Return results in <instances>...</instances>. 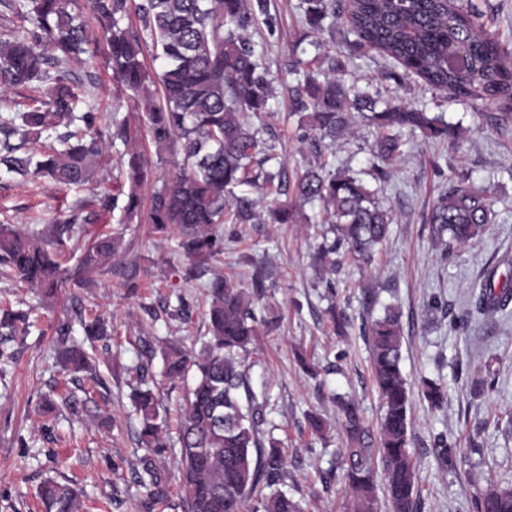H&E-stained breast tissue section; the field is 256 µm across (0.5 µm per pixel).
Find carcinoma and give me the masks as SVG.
<instances>
[{"label":"carcinoma","mask_w":512,"mask_h":512,"mask_svg":"<svg viewBox=\"0 0 512 512\" xmlns=\"http://www.w3.org/2000/svg\"><path fill=\"white\" fill-rule=\"evenodd\" d=\"M76 2L22 0L29 27L0 37V93L32 88L41 94L37 106L0 115V166L63 187L87 186L107 145L119 140L126 146L122 166L129 185L124 211L133 218L141 212L138 190L147 180L142 132L158 152L182 155L175 173L152 194L146 215L153 235L177 239L188 260L183 278L205 279L209 336L203 347L196 353L174 342L160 346L166 379L174 382L195 370L178 434L180 507L182 512H301L293 497L277 489L287 478L285 451L281 441L259 436L263 406L256 404L247 374L246 359L258 336L254 310L267 295L266 276L259 270L250 287L240 288L213 269L224 253L219 226L294 224L305 204L320 202L326 228L316 259L331 288V276L345 263L371 265L388 239L392 209L360 173L331 169L324 159L297 174L291 190L282 169L265 168L278 157L252 119L268 112L276 87L265 62V45L253 40L252 30L261 17L273 30L267 0H142L136 25L126 23L129 0H82L74 13L71 6ZM301 8L310 31L352 33L356 40L349 44L351 51L376 46L402 67L404 76L414 75L434 90L512 104V54L480 33V13L472 0H457L448 26L439 0H406L402 5L394 0H355L347 6L338 0H301ZM93 22L102 29L113 78L142 104L133 125L114 118L105 126L93 109L75 111L79 95L68 66L89 53ZM149 47L163 60L155 75L145 64ZM288 74L294 80L292 110L305 128L303 142L319 156L324 141L334 144L352 134L357 113L367 115L374 125L369 151L382 163L405 154V129L460 144V130L441 116L382 100L349 84L341 51H325L310 60L294 56ZM152 83L162 89L159 100L150 93ZM44 137L57 138L62 148L17 155ZM256 189L268 194L290 190L292 200L265 209ZM492 219L487 187L450 178L424 223L430 226L434 246L448 256L455 247L482 238ZM72 232L69 221L30 231L0 224V269L46 300L54 299L68 281L86 287V274L116 261L120 242L110 234L98 236L71 271L61 266L58 256ZM470 296L471 309L451 319L452 328L463 326L475 313L485 318L509 315L512 284L496 283L491 271L471 284ZM28 327L27 313L0 308V337L24 335ZM82 328L90 339L108 336L107 324L99 317L82 322ZM364 333L383 414L374 434L355 400L338 402L344 436L340 456L350 494L347 512H378L379 479L387 512H422L410 452L412 392L401 369L400 314L387 308ZM56 361L68 375L95 370L94 360L75 342L61 341ZM148 375L149 364L140 365V386L131 395L139 439L147 448L136 471L146 489L141 512H153L155 505L170 498L169 479L155 459L169 447V439L160 395L147 385ZM420 392L432 410L447 407L448 390L441 380L421 378ZM307 424L317 439H325L331 429L319 413L310 414ZM430 454L438 466L454 468L465 450L440 431L432 436ZM374 459L382 471L372 466ZM38 495L41 512H80L81 494L69 483L47 479ZM471 512H512V486L489 485L475 497Z\"/></svg>","instance_id":"cac0c4a2"}]
</instances>
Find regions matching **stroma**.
Instances as JSON below:
<instances>
[{
    "mask_svg": "<svg viewBox=\"0 0 512 512\" xmlns=\"http://www.w3.org/2000/svg\"><path fill=\"white\" fill-rule=\"evenodd\" d=\"M482 13L483 34L512 51V0H474ZM300 0H268L275 30L258 26L254 41L268 44L267 61L273 75H283L288 55L303 59L316 54L314 40L335 50L328 35L314 36L302 21ZM90 60L71 64L81 92L80 108L104 117H126L137 107L128 91L112 77L105 39L94 31ZM397 63L381 52L366 49L351 57L349 71L359 83L374 82L384 96L398 97L426 112L444 113L465 133L460 149L444 142L410 138L407 152L387 165L384 201L398 221L389 240L368 268L346 267L328 293L317 278L313 256L321 242V227L305 224L226 225L222 270L241 287L255 271H264L270 287L269 304L280 321L263 332L249 358V381L257 399L268 400L267 422L261 434H274L285 444L288 476L282 491L299 500L304 512H346L349 492L336 470L341 435L327 442L311 440L308 411L335 420V397L355 398L365 422L377 427L381 410L372 380L370 349L361 326L382 317L392 307L403 327L402 362L411 386L421 377L439 378L448 385V407L432 412L421 399L413 401V444L416 483L424 512H469L471 502L487 481L512 484V436L505 426L512 418V315L494 320L473 317L468 327L451 329L432 323L427 310L433 301L448 303L453 312L470 306V285L485 271L497 281L512 272V130L491 124L501 105L481 99L459 100L428 89L418 78L391 79ZM285 87H278L266 138L274 145L285 178L294 181L308 164L311 152L299 140L297 120L289 114ZM373 130L357 123L355 134L324 157L333 168H370ZM115 144L99 163L96 188H61L43 179H23L0 170V224L41 229L65 220L76 223L64 266L75 268L90 237L118 233L122 254L117 266L92 276L85 288H63L54 306L14 282L0 278V305L30 310L34 326L25 339L10 343L12 362L0 367V512H39L37 492L47 477L67 478L81 489V512H136L144 497L134 469L144 450L137 441L128 395L134 366L150 361L153 373L162 370L154 351L166 340L200 347L208 326L202 281H185L183 257L174 242L151 235L143 217L126 218L121 208L102 209L95 190L114 192L123 180ZM470 175L489 187L495 218L475 244L441 256L433 245L423 216L449 178ZM134 280L137 294L125 283ZM190 305L180 318L179 299ZM343 311L349 324L338 330L328 306ZM101 315L112 325L110 339L95 342L100 385L82 395L78 414L63 412L46 426L38 413L43 396L61 399L78 386L54 363L58 324ZM306 365H299L297 355ZM315 374H307L306 366ZM494 370L495 384L483 395L471 393L472 377ZM447 431L467 448L468 460L457 469L438 468L428 446L432 435Z\"/></svg>",
    "mask_w": 512,
    "mask_h": 512,
    "instance_id": "obj_1",
    "label": "stroma"
}]
</instances>
